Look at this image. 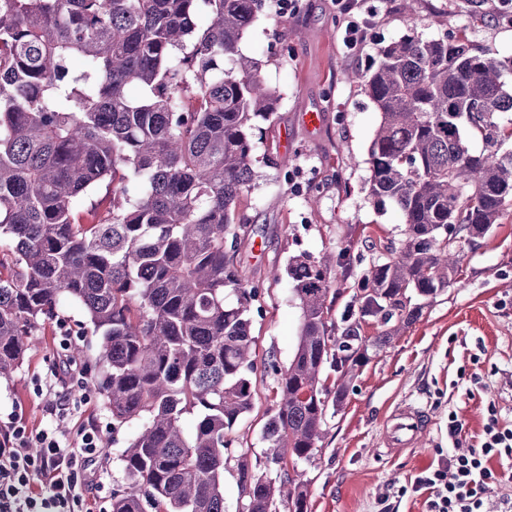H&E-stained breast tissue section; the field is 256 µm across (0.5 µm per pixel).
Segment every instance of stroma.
Returning <instances> with one entry per match:
<instances>
[{"label": "stroma", "mask_w": 512, "mask_h": 512, "mask_svg": "<svg viewBox=\"0 0 512 512\" xmlns=\"http://www.w3.org/2000/svg\"><path fill=\"white\" fill-rule=\"evenodd\" d=\"M400 2L366 0L376 16L358 56L343 45L335 0H298L288 10L269 0L239 45L262 61L266 82L282 96L271 130L254 141L262 178L242 203L250 224L241 254L262 290L259 309L250 313L258 357L282 368L294 357L301 323L285 272L289 258L348 245L359 272L404 230L395 204L367 196L368 148L381 116L347 70L367 71L378 44L412 29L470 41L490 58L512 56V24L495 17L496 0H485L477 13L466 0H421L411 19ZM309 112L317 124L306 122ZM59 340L56 322L40 326L23 363L0 379V416L17 408L30 429L47 427L43 391L53 380ZM252 380L254 406L232 435L237 450L259 457L275 376L260 367ZM401 403L425 408L430 429L417 446L387 456L383 426ZM491 406L500 425L512 428V213L485 238L462 244L456 282L426 300L420 318L372 357L341 408L328 415L320 450L306 467L308 512H427L425 496L411 485L452 455L449 414L458 415L463 438L475 446Z\"/></svg>", "instance_id": "stroma-1"}]
</instances>
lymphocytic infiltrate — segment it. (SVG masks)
<instances>
[{"label": "lymphocytic infiltrate", "mask_w": 512, "mask_h": 512, "mask_svg": "<svg viewBox=\"0 0 512 512\" xmlns=\"http://www.w3.org/2000/svg\"><path fill=\"white\" fill-rule=\"evenodd\" d=\"M52 375L50 428L28 432L15 411L0 420V512H94L96 491L109 475L96 426L81 427L71 440L58 437L56 424L81 402L70 389L76 377L69 360L59 361ZM462 430L457 415H449L454 453L413 482L414 491H427L429 512H489L484 494L494 477L491 459L499 460L503 477L512 476V428L499 427L496 413H489L478 447H464Z\"/></svg>", "instance_id": "obj_1"}]
</instances>
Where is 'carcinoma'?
<instances>
[{"instance_id":"cac0c4a2","label":"carcinoma","mask_w":512,"mask_h":512,"mask_svg":"<svg viewBox=\"0 0 512 512\" xmlns=\"http://www.w3.org/2000/svg\"><path fill=\"white\" fill-rule=\"evenodd\" d=\"M263 0H0V378L23 362L60 298L102 336L92 384L121 454L112 512H224L233 426L253 407L242 199L259 180L253 138L281 100L239 43ZM512 57L415 30L381 44L363 75L381 114L368 195L401 210L403 238L354 278L343 248L288 262L301 308L296 354L262 430L267 463L295 483L331 409L391 339L453 281L458 241L486 237L512 206ZM486 149L472 152L465 128ZM105 187V203L86 201ZM341 288H332L331 269ZM236 305H226V290ZM350 292L339 319L328 294ZM380 331L363 333L367 322ZM196 417L191 433L183 415ZM247 512H279L281 488L237 456Z\"/></svg>"}]
</instances>
